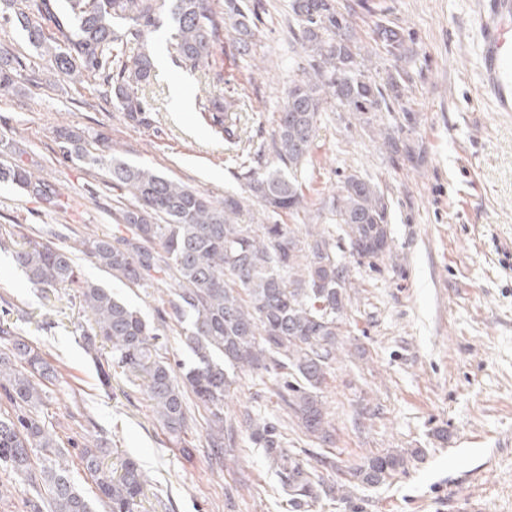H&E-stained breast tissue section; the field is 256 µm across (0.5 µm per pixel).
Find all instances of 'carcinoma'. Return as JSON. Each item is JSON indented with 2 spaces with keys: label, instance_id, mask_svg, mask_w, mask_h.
Instances as JSON below:
<instances>
[{
  "label": "carcinoma",
  "instance_id": "1",
  "mask_svg": "<svg viewBox=\"0 0 512 512\" xmlns=\"http://www.w3.org/2000/svg\"><path fill=\"white\" fill-rule=\"evenodd\" d=\"M299 26L294 40L306 57L302 78L288 89L272 149L280 167L245 173L248 195L222 201L144 165L122 159L103 131L70 125L54 131L62 162L104 169L112 189L129 196L113 213L115 231L59 246L33 233L13 250L15 264L44 292L73 288L90 313L83 337L111 345L112 359L100 363L99 380L111 383L112 366L130 372L151 403L155 418L175 438L185 433V390L209 413L208 447L220 460L232 447L224 436V400L236 372L281 371L278 396L305 434L330 441L322 386L334 363L356 287L350 267L338 256L325 230L299 224H242L257 203L273 212L303 209V173L311 159L324 103L334 100L356 120L371 125V114L387 105L380 86L356 69L348 18L336 0H291ZM0 16L19 25L28 44L48 58L59 74L83 84L103 81L112 104L138 126L150 125L151 107L142 88L156 79L147 38L162 18L171 22L170 48L189 70L206 63L224 32L236 36L246 53L252 44V11L246 0H0ZM26 64L0 46V93L24 77ZM233 101L200 102L214 132L240 141L229 110ZM0 181L10 182L43 203L67 210L60 188L32 165L11 156L0 138ZM331 211L349 244L380 243L391 252L390 211L370 180L346 176L332 196ZM84 255L98 269L136 288H160L169 309L159 321L186 324L182 342L193 362L186 365L159 353V327L112 290L89 279L76 262ZM58 369L9 323L0 322V471L28 486V512H95L72 476L59 438L46 422V384ZM250 441L276 465L291 512H308L322 496L346 497L345 484L328 485L284 448L278 425L247 416ZM100 448H84L80 460L98 489L105 512H139L148 477L138 461L125 457L120 473L103 469ZM424 457L421 448L388 450L368 458L352 476L362 487L386 483Z\"/></svg>",
  "mask_w": 512,
  "mask_h": 512
}]
</instances>
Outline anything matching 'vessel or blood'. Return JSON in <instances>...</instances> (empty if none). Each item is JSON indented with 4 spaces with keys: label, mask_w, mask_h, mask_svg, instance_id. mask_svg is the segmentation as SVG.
Returning a JSON list of instances; mask_svg holds the SVG:
<instances>
[{
    "label": "vessel or blood",
    "mask_w": 512,
    "mask_h": 512,
    "mask_svg": "<svg viewBox=\"0 0 512 512\" xmlns=\"http://www.w3.org/2000/svg\"><path fill=\"white\" fill-rule=\"evenodd\" d=\"M480 86L495 111L512 112V0H478Z\"/></svg>",
    "instance_id": "b4317fda"
}]
</instances>
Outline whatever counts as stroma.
<instances>
[{"label":"stroma","instance_id":"obj_1","mask_svg":"<svg viewBox=\"0 0 512 512\" xmlns=\"http://www.w3.org/2000/svg\"><path fill=\"white\" fill-rule=\"evenodd\" d=\"M350 22L355 59L378 84L400 77L397 99L363 127L331 104L323 112L304 173L299 216L252 208L246 224H319L340 243L357 294L348 311L339 355L323 389L333 442L305 435L276 395L275 374H238L224 411L235 445L216 462L207 445L208 415L190 406L182 438L155 418L142 389L121 368L102 386L81 327L88 316L75 290L45 294L13 262L16 241L43 228L57 244L72 233L102 235L122 195L104 172L61 163L59 124L110 135L120 156L223 200L246 182L233 157L268 150L292 80L304 63L289 27L290 0H251L250 55L225 34L209 60L224 82L215 95L234 101L241 140L224 143L196 99L203 72L175 61L169 27L148 41L158 81L145 88L151 123L135 126L105 95L58 74L0 21V46L34 62L35 81L20 80L0 95V136L32 157L40 175L78 205L47 210L0 182V322L13 323L59 370L47 389L60 437L72 438L68 458L85 495L97 487L79 459L103 449L105 463L135 457L149 476L141 512H288L279 478L262 449L250 444L245 415L278 419L288 451L299 454L325 483L347 478L368 457L394 448L425 449L424 459L385 485H351L348 497L324 498L309 512H512V114L482 100L478 78L476 0H336ZM397 28L407 52L392 55L379 30ZM399 140L383 147L379 131ZM358 172L390 205V254L367 263L353 256L335 224L329 200L345 175ZM96 430L83 432L85 418ZM336 470L324 469L321 456Z\"/></svg>","mask_w":512,"mask_h":512}]
</instances>
